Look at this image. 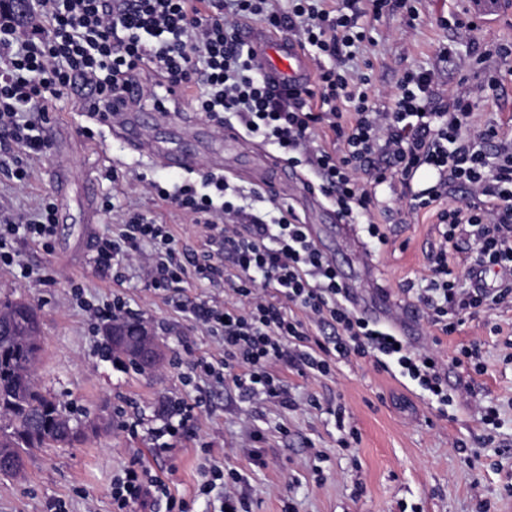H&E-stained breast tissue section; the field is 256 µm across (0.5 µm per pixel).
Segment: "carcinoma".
Returning a JSON list of instances; mask_svg holds the SVG:
<instances>
[{"mask_svg": "<svg viewBox=\"0 0 512 512\" xmlns=\"http://www.w3.org/2000/svg\"><path fill=\"white\" fill-rule=\"evenodd\" d=\"M0 454L24 463L39 448L77 440L79 424L58 399L34 381L41 351L40 325L27 302L0 305Z\"/></svg>", "mask_w": 512, "mask_h": 512, "instance_id": "carcinoma-1", "label": "carcinoma"}]
</instances>
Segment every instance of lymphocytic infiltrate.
I'll return each mask as SVG.
<instances>
[{
    "instance_id": "f902f5d3",
    "label": "lymphocytic infiltrate",
    "mask_w": 512,
    "mask_h": 512,
    "mask_svg": "<svg viewBox=\"0 0 512 512\" xmlns=\"http://www.w3.org/2000/svg\"><path fill=\"white\" fill-rule=\"evenodd\" d=\"M274 2L0 0V170L27 180L49 148L50 106L65 95L80 94L83 112L95 120L145 97L164 112L174 96L190 90L196 111L219 125L234 118L289 166L312 170L322 195L348 223L370 215L379 189L396 182L408 187L411 210L435 208L441 244L430 256V286L418 299L436 332L452 334L468 317L511 305L512 142L493 125L471 133L470 90L436 101L435 74L427 69L401 81L390 111L377 109L370 75L353 65L369 39L358 0H341L332 11L318 0H291L288 12ZM256 16L311 47L314 85L286 87L256 66L241 39L246 20ZM147 71L159 78L149 93L141 82ZM320 127L333 132L340 150L316 144ZM423 170L431 176L427 187L411 190ZM137 179L202 226L210 248L182 261L170 226L131 210L118 237L98 239L95 266L104 271L142 259L145 286L156 293L178 290L191 275L223 286L230 298L224 305L173 301L224 345L222 359L198 362L204 376L217 384L234 377L249 397L286 408L288 385L268 372L270 362L286 359L301 373L325 376L335 362L358 355L383 369L396 367L439 405L452 403L447 366L404 343L391 324L357 312L335 266L292 209L253 212L241 203L243 190L213 170L196 180L162 182L144 173ZM463 187L467 203L444 207ZM55 224L48 200L30 215L0 212V267L16 266L17 233L47 248ZM460 238L474 263L494 275L495 293L457 287L448 245ZM312 323L331 328V336H311ZM201 476V494L219 493L222 512H248L238 477H225L216 465ZM165 491L163 479L136 460L113 482L112 504L115 512H133Z\"/></svg>"
}]
</instances>
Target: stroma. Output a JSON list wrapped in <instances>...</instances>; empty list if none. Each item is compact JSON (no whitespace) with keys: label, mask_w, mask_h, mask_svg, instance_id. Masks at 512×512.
<instances>
[{"label":"stroma","mask_w":512,"mask_h":512,"mask_svg":"<svg viewBox=\"0 0 512 512\" xmlns=\"http://www.w3.org/2000/svg\"><path fill=\"white\" fill-rule=\"evenodd\" d=\"M408 2V8L394 4L363 18L374 43L356 65L372 68L377 108L390 109L405 72L426 68L436 76L439 95L462 85L473 90V131L494 125L512 137V60L497 53L500 45H512V0H494L488 12L474 0ZM472 19L477 27H469ZM446 46L452 49L447 56L441 53ZM171 109L187 117L186 137H200L213 150L214 167L232 170L267 150L248 139L238 151H218L215 123L194 110L190 96L177 97ZM86 123L78 98L57 100L45 126L50 149L32 165L29 180L20 184L0 174V210L31 213L52 197L59 170L69 173L51 250L18 237L22 266L35 275L0 271V301L24 300L37 312L42 392L67 403L77 417L103 425L83 431L72 444L36 451L21 474L0 475V512H47L48 503L58 500L66 512H113L112 481L136 459L157 472L169 491L141 512H166L171 499L180 512H219L217 495L197 491L200 471L210 464L243 475L250 512H512V307L478 314L453 335L433 338L417 300L429 285V254L439 241L433 212H410L399 190L382 189L372 219L385 225L388 241L376 249L363 225H355L349 238L334 232L341 218L309 169H289L278 190L248 200L260 212L291 208L301 223L314 225V240L361 299L388 292L392 304L383 319L408 345L433 350L450 364L460 345L480 341L481 371L469 364L448 370L449 382L463 380L468 392L441 415L398 372L353 355L326 377L275 363L292 407L248 400L232 379L217 386L192 375L193 363L221 358L224 349L167 296L146 291L138 264L126 265L120 282L94 266L95 238L118 234L129 204L171 225L189 249L206 250L207 241L201 227L144 193L131 177L136 170L162 181L177 178V171L160 158L130 152L117 138H87L81 132ZM108 167L123 172V179L106 180ZM108 197L115 203L111 212L103 208ZM77 285L83 288L79 299ZM116 295L167 349L151 373L96 355L104 330L94 327L82 304H103ZM171 399L192 405L196 418L173 439L172 452L159 458L151 429ZM485 406L496 408V425L482 423ZM340 407L341 423L333 414ZM348 428L358 438L346 448L341 441ZM256 430L263 438L254 444Z\"/></svg>","instance_id":"stroma-1"}]
</instances>
